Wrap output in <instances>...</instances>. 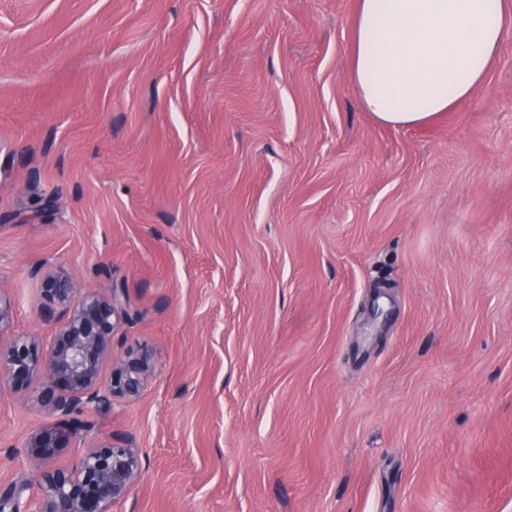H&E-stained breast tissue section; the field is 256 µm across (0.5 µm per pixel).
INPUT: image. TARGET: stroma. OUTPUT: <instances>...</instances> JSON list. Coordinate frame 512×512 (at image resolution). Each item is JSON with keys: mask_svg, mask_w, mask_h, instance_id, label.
Instances as JSON below:
<instances>
[{"mask_svg": "<svg viewBox=\"0 0 512 512\" xmlns=\"http://www.w3.org/2000/svg\"><path fill=\"white\" fill-rule=\"evenodd\" d=\"M356 0H0V291L116 294L115 512H512V33L469 101L378 123ZM389 311L371 316L373 299ZM0 389V487L50 423Z\"/></svg>", "mask_w": 512, "mask_h": 512, "instance_id": "35a3bbf8", "label": "stroma"}]
</instances>
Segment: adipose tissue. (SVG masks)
<instances>
[{"mask_svg": "<svg viewBox=\"0 0 512 512\" xmlns=\"http://www.w3.org/2000/svg\"><path fill=\"white\" fill-rule=\"evenodd\" d=\"M512 33V0H357L350 76L381 124L420 126L463 105Z\"/></svg>", "mask_w": 512, "mask_h": 512, "instance_id": "adipose-tissue-1", "label": "adipose tissue"}]
</instances>
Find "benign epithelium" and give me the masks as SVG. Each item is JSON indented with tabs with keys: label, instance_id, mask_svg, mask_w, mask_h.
Returning <instances> with one entry per match:
<instances>
[{
	"label": "benign epithelium",
	"instance_id": "1",
	"mask_svg": "<svg viewBox=\"0 0 512 512\" xmlns=\"http://www.w3.org/2000/svg\"><path fill=\"white\" fill-rule=\"evenodd\" d=\"M32 276L40 283L41 319L53 323L54 334L45 348L37 336L12 333L13 306L0 293V388L25 393L35 380L46 382L37 402L53 422L28 434L26 457L51 460L78 438L84 450L66 467L31 471L27 487L32 493L24 502L15 488H6L0 512H114L142 479L139 451L85 437L81 415L138 398L152 374L151 355L129 352L112 360V343L122 336L124 322L115 295L87 291L76 302L77 288L64 268L39 266ZM108 361L111 373L105 380Z\"/></svg>",
	"mask_w": 512,
	"mask_h": 512
}]
</instances>
